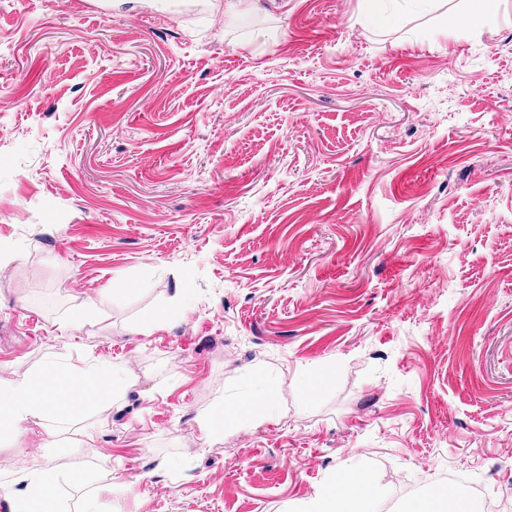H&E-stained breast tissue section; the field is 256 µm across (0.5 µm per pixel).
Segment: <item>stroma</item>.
Returning <instances> with one entry per match:
<instances>
[{"instance_id": "35a3bbf8", "label": "stroma", "mask_w": 512, "mask_h": 512, "mask_svg": "<svg viewBox=\"0 0 512 512\" xmlns=\"http://www.w3.org/2000/svg\"><path fill=\"white\" fill-rule=\"evenodd\" d=\"M85 2L0 0V377L101 358L126 387L105 409L78 382L69 420L0 437V492L70 444L58 512L87 471L99 512H306L349 468L382 512L450 472L492 512L512 491V0L477 25L471 0H394L382 27L358 0ZM264 380L272 416L203 438Z\"/></svg>"}]
</instances>
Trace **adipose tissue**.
I'll return each mask as SVG.
<instances>
[{
    "label": "adipose tissue",
    "mask_w": 512,
    "mask_h": 512,
    "mask_svg": "<svg viewBox=\"0 0 512 512\" xmlns=\"http://www.w3.org/2000/svg\"><path fill=\"white\" fill-rule=\"evenodd\" d=\"M268 384H259L232 411L217 409L207 417L202 428L206 434H223L230 422L254 423L269 402ZM56 389L47 374H21L8 380L0 379V435L12 434L23 425L43 424L50 414L65 416L66 408H54ZM58 480L53 461L33 466L25 475V487L7 498L9 512H50L52 493ZM379 489L370 473L340 471L334 489L314 502L309 512H376Z\"/></svg>",
    "instance_id": "obj_1"
}]
</instances>
